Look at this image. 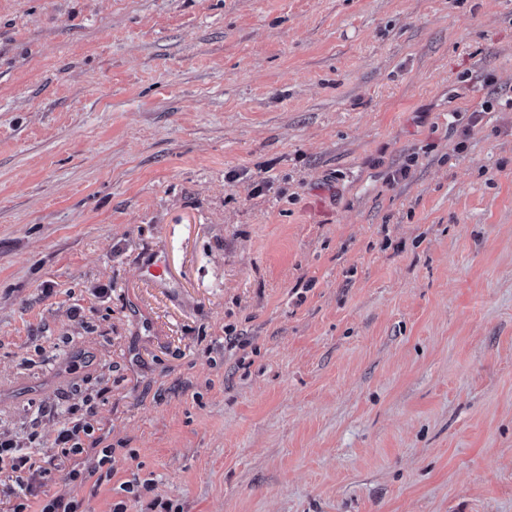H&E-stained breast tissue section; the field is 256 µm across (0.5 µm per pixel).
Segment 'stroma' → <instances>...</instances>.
<instances>
[{
  "instance_id": "stroma-1",
  "label": "stroma",
  "mask_w": 512,
  "mask_h": 512,
  "mask_svg": "<svg viewBox=\"0 0 512 512\" xmlns=\"http://www.w3.org/2000/svg\"><path fill=\"white\" fill-rule=\"evenodd\" d=\"M88 395L86 512H512V0H0V432ZM141 269L146 281L155 283L159 286L164 285L167 270L166 254L163 251L150 253L143 261ZM112 450L113 448H100L99 450H96L93 462L89 466L83 467L82 469H76L73 467L69 472L70 477L73 480H77L83 474L84 481L87 482L95 475H97L104 465L110 464L105 474L103 475L100 473L94 480L93 487L96 488L100 486L104 479H110L112 477ZM100 455L101 457H99Z\"/></svg>"
}]
</instances>
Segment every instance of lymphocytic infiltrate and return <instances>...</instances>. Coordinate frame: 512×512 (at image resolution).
<instances>
[{"mask_svg":"<svg viewBox=\"0 0 512 512\" xmlns=\"http://www.w3.org/2000/svg\"><path fill=\"white\" fill-rule=\"evenodd\" d=\"M96 410L91 398L71 404L55 434L31 432L26 444L0 433V497L9 500V512H84L83 503L74 497L42 496L53 470L74 456L99 449L100 454L83 469H71L72 479H92L111 463L112 451L98 448L91 423Z\"/></svg>","mask_w":512,"mask_h":512,"instance_id":"obj_1","label":"lymphocytic infiltrate"}]
</instances>
